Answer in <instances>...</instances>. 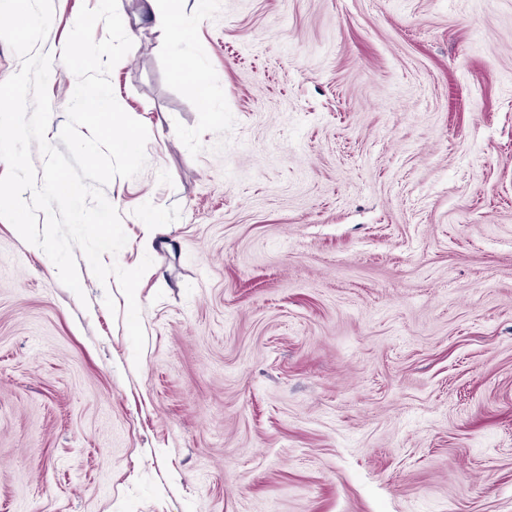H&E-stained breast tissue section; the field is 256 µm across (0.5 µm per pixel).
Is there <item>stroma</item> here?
Instances as JSON below:
<instances>
[{
    "instance_id": "35a3bbf8",
    "label": "stroma",
    "mask_w": 512,
    "mask_h": 512,
    "mask_svg": "<svg viewBox=\"0 0 512 512\" xmlns=\"http://www.w3.org/2000/svg\"><path fill=\"white\" fill-rule=\"evenodd\" d=\"M139 5L103 261L153 260L145 346L0 218V512H512V0H205L172 43Z\"/></svg>"
}]
</instances>
